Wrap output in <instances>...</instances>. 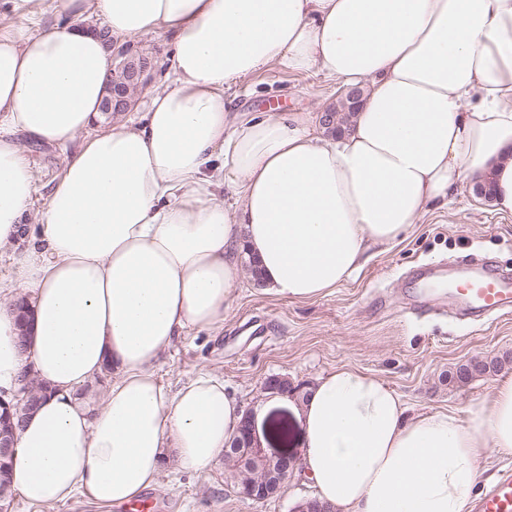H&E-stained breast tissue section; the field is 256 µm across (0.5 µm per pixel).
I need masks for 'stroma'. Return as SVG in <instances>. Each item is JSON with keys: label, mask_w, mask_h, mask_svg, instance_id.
I'll return each instance as SVG.
<instances>
[{"label": "stroma", "mask_w": 512, "mask_h": 512, "mask_svg": "<svg viewBox=\"0 0 512 512\" xmlns=\"http://www.w3.org/2000/svg\"><path fill=\"white\" fill-rule=\"evenodd\" d=\"M232 112H321L336 99V85L315 75L264 69L229 92ZM39 192L64 161L60 148L25 147ZM480 255L493 268L512 272V214L496 212L464 184L447 210L428 213L410 236L389 253L376 257L356 280L326 296L296 301L270 293L245 279L224 320L222 331L189 332L165 351L156 368L158 380L176 388L209 370L254 413L267 452L302 456L301 426L291 402L263 392L268 375L314 385L339 365L365 369L393 388L410 412H464L512 374V314L478 321L458 318L446 290L431 286L428 308H406L402 299L417 295L422 282L408 271L439 260ZM472 359L500 360L499 371L477 375L469 383L450 382L449 374ZM303 477H295L276 498L256 502L240 495L223 465L198 476L167 462L151 493L166 512H290L312 494Z\"/></svg>", "instance_id": "1"}]
</instances>
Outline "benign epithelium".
Here are the masks:
<instances>
[{
    "instance_id": "7a95c632",
    "label": "benign epithelium",
    "mask_w": 512,
    "mask_h": 512,
    "mask_svg": "<svg viewBox=\"0 0 512 512\" xmlns=\"http://www.w3.org/2000/svg\"><path fill=\"white\" fill-rule=\"evenodd\" d=\"M155 69L154 60L140 55L138 62L126 66V76L131 82L147 84ZM363 92L358 87H348L338 98L341 106L356 110ZM263 390L272 396L300 398L302 386L296 385L285 375L272 374L265 378ZM224 465L234 472L240 494L262 502L279 496L298 468V458L293 455H270L265 452L255 426L253 413L243 414L239 435L224 450Z\"/></svg>"
}]
</instances>
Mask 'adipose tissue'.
<instances>
[{
    "mask_svg": "<svg viewBox=\"0 0 512 512\" xmlns=\"http://www.w3.org/2000/svg\"><path fill=\"white\" fill-rule=\"evenodd\" d=\"M55 3L63 22L0 32V400L27 373L50 389L15 436L16 492L113 505L154 487L165 455L202 475L237 436L222 376L173 391L155 367L179 336L223 328L241 256L275 295L309 301L464 183L512 214V0ZM95 19L173 46L145 112L98 133L113 59ZM270 65L361 88L350 129L232 116L226 90ZM25 139L67 150L40 209ZM103 377L95 405L80 399ZM298 417L305 475L334 512H469L484 461L512 457V375L465 413L411 414L340 365Z\"/></svg>",
    "mask_w": 512,
    "mask_h": 512,
    "instance_id": "adipose-tissue-1",
    "label": "adipose tissue"
}]
</instances>
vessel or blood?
Here are the masks:
<instances>
[{
	"label": "vessel or blood",
	"instance_id": "vessel-or-blood-1",
	"mask_svg": "<svg viewBox=\"0 0 512 512\" xmlns=\"http://www.w3.org/2000/svg\"><path fill=\"white\" fill-rule=\"evenodd\" d=\"M453 298L462 300L469 312L504 315L512 312V275L498 273L485 263H472L457 276ZM475 512H512V474L491 483L475 501Z\"/></svg>",
	"mask_w": 512,
	"mask_h": 512
}]
</instances>
